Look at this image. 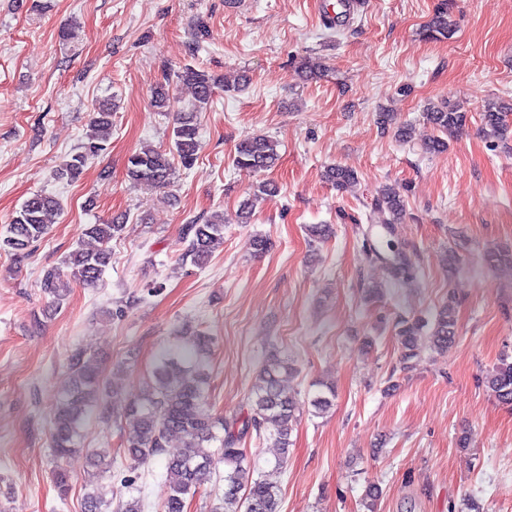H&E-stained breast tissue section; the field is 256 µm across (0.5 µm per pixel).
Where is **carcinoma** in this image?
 Masks as SVG:
<instances>
[{
	"label": "carcinoma",
	"instance_id": "1",
	"mask_svg": "<svg viewBox=\"0 0 512 512\" xmlns=\"http://www.w3.org/2000/svg\"><path fill=\"white\" fill-rule=\"evenodd\" d=\"M452 33L448 0H442L424 29V36L441 40L450 38ZM176 78L191 86L194 102L176 114L168 147H146L128 158L126 175L134 184L165 189L175 174V163L189 168L199 157V116L207 109L221 81L207 70L194 66L182 68ZM172 99L173 87L166 76L153 86L151 104L157 111L167 112ZM112 112L113 104L106 103L92 113L88 141L82 151L59 164L54 171L55 179L76 180L89 162L105 150L112 135ZM511 112L512 103H486L481 113L480 132L500 141L511 138L512 125L506 120ZM426 116L436 132L425 144L430 153L447 150L446 136L458 135L467 126V113L446 101L439 105L428 104ZM277 147L278 142L267 136L248 137L237 144L233 165L241 170L264 173L276 166L280 158ZM323 177L339 192L357 181V173L338 165L327 168ZM275 191L274 184L259 183L253 198L239 204L238 223H251L253 199ZM374 207L383 217L381 227L388 232L391 224L405 213V199L398 187L387 184L382 187ZM60 211V203L53 196L34 193L27 197L15 210L5 234L0 235V251L16 256L28 253L35 243L48 235ZM127 221L124 214L107 222L85 225L84 236L90 245L77 248L66 259L69 274L50 269L42 278V291L53 305L58 307L63 303L73 282L87 287L97 284L111 259L109 243L121 235ZM182 239L188 242L182 259L203 266L224 243V213L216 211L202 222L193 220L183 225ZM485 261L493 266H512V250H493L485 255ZM388 270L395 281L417 279V272L408 258L401 264H388ZM394 330L400 344L401 362L409 368L427 349L445 354L454 346L457 333L454 307L449 302L443 304L426 321L401 317L396 320ZM211 345L210 336L203 331H173L171 339L155 357L143 392L114 411L100 405L107 385L101 375L98 354L88 347L75 349L68 360V384L59 395L51 417L53 478L60 494L69 490L64 464L72 454L84 448L82 428L89 417L97 415L132 425L133 431L121 439L118 456L138 465L155 458L163 461L168 483L163 512H186L187 501L210 480L217 460L224 462V496L212 512H279L277 485L268 479L252 477L243 442L252 433L260 437L268 432L279 449L278 462L287 458L298 412L296 394L282 383L283 374L290 370L291 364L276 353L269 355L258 371L247 411L226 416L210 395L207 365ZM485 384L499 403L512 406V361L501 358L485 377ZM317 386L313 406L324 413L333 405L335 390L333 385L324 382ZM173 438L182 442L176 454L167 451ZM88 464L94 473L84 496L82 512H142V502L134 496L120 502L112 511L111 501L99 491L98 481L102 474L112 470L114 459L105 460L92 450Z\"/></svg>",
	"mask_w": 512,
	"mask_h": 512
}]
</instances>
